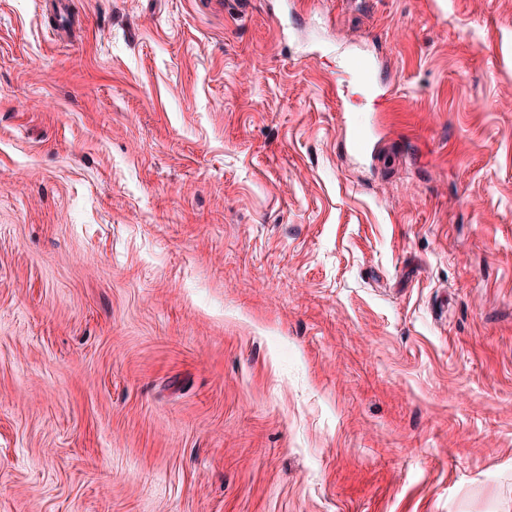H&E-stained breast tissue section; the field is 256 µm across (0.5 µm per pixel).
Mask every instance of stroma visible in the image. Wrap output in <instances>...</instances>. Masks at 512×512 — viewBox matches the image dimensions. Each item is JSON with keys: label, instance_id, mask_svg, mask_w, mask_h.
<instances>
[{"label": "stroma", "instance_id": "1", "mask_svg": "<svg viewBox=\"0 0 512 512\" xmlns=\"http://www.w3.org/2000/svg\"><path fill=\"white\" fill-rule=\"evenodd\" d=\"M42 2L0 0V512H512V0Z\"/></svg>", "mask_w": 512, "mask_h": 512}]
</instances>
